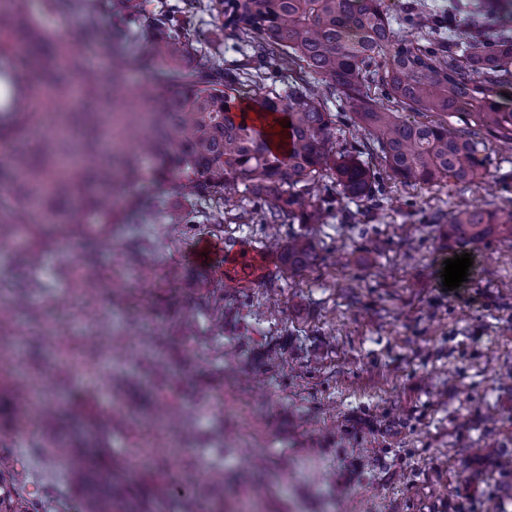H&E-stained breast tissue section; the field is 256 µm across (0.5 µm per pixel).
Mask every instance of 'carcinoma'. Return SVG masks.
<instances>
[{"label": "carcinoma", "instance_id": "1", "mask_svg": "<svg viewBox=\"0 0 512 512\" xmlns=\"http://www.w3.org/2000/svg\"><path fill=\"white\" fill-rule=\"evenodd\" d=\"M224 28L249 53L246 62L224 66L203 57L193 68L179 63L195 51L178 3L149 10L144 0H115L124 34L150 33L158 67L145 85L124 84L121 73L136 61L112 63V88L85 64L89 40L108 44L113 28L98 23L87 0H74L86 32L56 41L39 32L20 0H0V143L13 142L0 163L8 216L0 240L21 224H67L76 234L105 233L116 223L117 188L150 180L188 202L223 199L218 224L248 200L261 206L263 224H325L336 204L365 202L383 208L381 173L362 159L371 151L387 175L406 185L469 187L489 175L486 134L512 146V35L488 40L453 36L448 24L421 4L393 15L385 0H223ZM412 27L400 40L394 25ZM27 45L19 59L11 45ZM294 73L284 88L275 74ZM254 84L259 110L280 114L290 148L270 139L233 111L235 92ZM338 97V111L327 107ZM401 107L426 121L409 120ZM367 131L371 145L350 144L339 127L342 114ZM455 117L468 131L448 126ZM43 126L38 151L22 141ZM461 246L501 225L512 237V210L500 217L478 203L436 217ZM311 242L288 239V268L305 265ZM71 482L85 487L86 512H112V468L87 470L69 458Z\"/></svg>", "mask_w": 512, "mask_h": 512}]
</instances>
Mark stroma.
Returning <instances> with one entry per match:
<instances>
[{
    "instance_id": "35a3bbf8",
    "label": "stroma",
    "mask_w": 512,
    "mask_h": 512,
    "mask_svg": "<svg viewBox=\"0 0 512 512\" xmlns=\"http://www.w3.org/2000/svg\"><path fill=\"white\" fill-rule=\"evenodd\" d=\"M23 8L54 39L85 30L69 0ZM187 20L200 53L237 59L219 0H195ZM149 41L94 54L138 56L125 73L138 86ZM489 153L484 183L388 178L383 210L343 203L355 223L320 225L316 259L295 272L265 242L304 225L259 223L249 205L217 224L211 199L173 224L184 200L148 185L125 189L138 213L93 242L57 249L62 226L0 241V307L14 312L0 332V455L29 512H80L81 496L39 425L13 429V413L65 408L86 388L82 424L112 463L116 512H512V241L493 231L468 246L450 291L441 271L460 248L434 221L470 203L512 209V151ZM204 237L220 246L208 268L190 258ZM204 485L215 500L198 497Z\"/></svg>"
}]
</instances>
